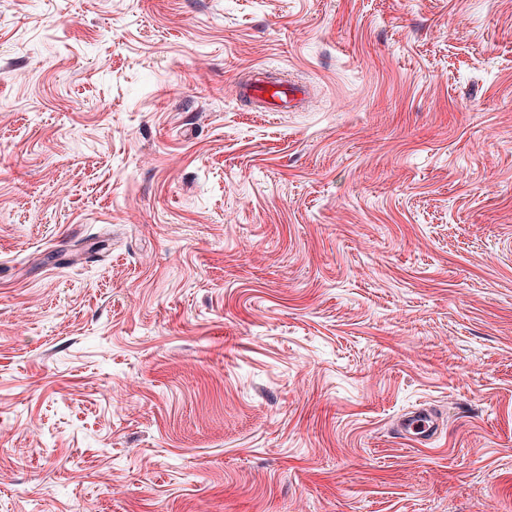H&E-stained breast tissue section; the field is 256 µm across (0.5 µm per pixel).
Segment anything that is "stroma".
I'll list each match as a JSON object with an SVG mask.
<instances>
[{"instance_id":"35a3bbf8","label":"stroma","mask_w":512,"mask_h":512,"mask_svg":"<svg viewBox=\"0 0 512 512\" xmlns=\"http://www.w3.org/2000/svg\"><path fill=\"white\" fill-rule=\"evenodd\" d=\"M202 503L512 512V0H0V512ZM239 93L260 112H284L306 95L297 85L273 79L267 68H257L252 78L240 86ZM438 432V423L426 410L410 412L402 416L398 423V434L412 446L431 443Z\"/></svg>"}]
</instances>
